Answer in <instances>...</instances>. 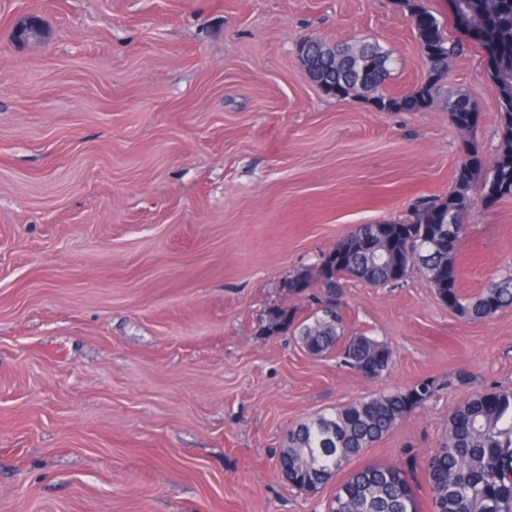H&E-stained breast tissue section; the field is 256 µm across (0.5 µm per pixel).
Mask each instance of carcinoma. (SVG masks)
Here are the masks:
<instances>
[{
    "mask_svg": "<svg viewBox=\"0 0 512 512\" xmlns=\"http://www.w3.org/2000/svg\"><path fill=\"white\" fill-rule=\"evenodd\" d=\"M476 23L473 37L490 59L488 77L500 95L501 144L489 169L474 152L457 163L448 195L423 204L407 222L370 224V246L342 241L341 262L325 254L315 274L292 279L289 291L321 289L320 307L308 318L298 309L273 308L268 321L280 329L293 328L302 348L322 357H341L349 369L374 379L389 370L393 351L369 336L345 335L343 288L349 281L372 286L390 284L391 270L372 257L387 242L393 250L409 253L402 271L417 266L427 275L441 301L468 321H485L512 307V275L489 282L473 298L461 295L456 255L465 220L482 201L492 204L512 196V0H460ZM417 30L429 70V80L410 94L387 96L381 87L389 75L391 56L365 43L355 50L317 51L309 72L315 82L339 97L368 95L379 111H416L429 106L440 93L448 60L462 53L463 44L449 42L440 21L428 9L404 0ZM477 111L472 95L460 93L449 103L456 123L467 122ZM432 380L405 389L372 396L318 414L288 430L279 454L280 470L298 489L316 494L343 465L386 436L399 421L423 407L435 394ZM433 512H512V391L489 389L468 397L448 416L438 448L424 462ZM327 512H420V503L407 471L396 464H374L350 472L328 502Z\"/></svg>",
    "mask_w": 512,
    "mask_h": 512,
    "instance_id": "carcinoma-1",
    "label": "carcinoma"
}]
</instances>
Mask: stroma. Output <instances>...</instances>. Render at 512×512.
Masks as SVG:
<instances>
[{"mask_svg":"<svg viewBox=\"0 0 512 512\" xmlns=\"http://www.w3.org/2000/svg\"><path fill=\"white\" fill-rule=\"evenodd\" d=\"M462 43L441 80L472 94L381 112L324 92L298 41L372 42L384 94L429 78L401 0H0V512H325L282 476L288 430L433 379L434 396L352 461L398 464L432 512L424 457L471 394L512 390V307L461 318L420 269L348 282V333L394 353L375 379L309 355L267 313L318 309L288 283L362 224L447 195L467 148L491 165L500 102ZM45 39L16 42L30 11ZM463 296L512 272V198L478 204ZM467 383H459V374ZM449 114L454 121L459 125V123H465L470 126L468 133L472 136L476 133V121H473L471 124L467 121L468 115L471 112L477 111V104L472 95L467 93L457 94L456 97L449 103Z\"/></svg>","mask_w":512,"mask_h":512,"instance_id":"1","label":"stroma"}]
</instances>
